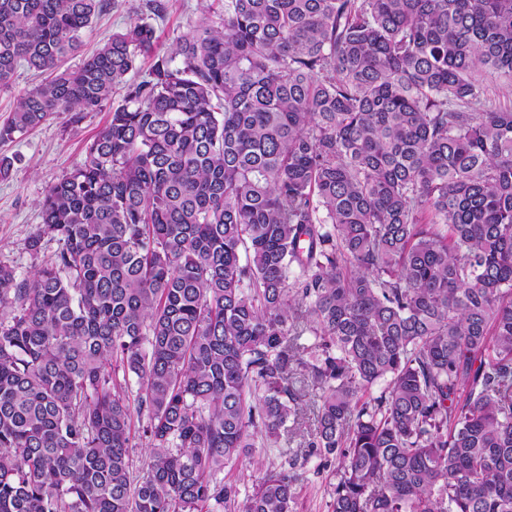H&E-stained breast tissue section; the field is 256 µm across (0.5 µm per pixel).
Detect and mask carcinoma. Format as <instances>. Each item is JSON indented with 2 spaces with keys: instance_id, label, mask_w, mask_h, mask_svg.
<instances>
[{
  "instance_id": "cac0c4a2",
  "label": "carcinoma",
  "mask_w": 512,
  "mask_h": 512,
  "mask_svg": "<svg viewBox=\"0 0 512 512\" xmlns=\"http://www.w3.org/2000/svg\"><path fill=\"white\" fill-rule=\"evenodd\" d=\"M106 7L0 0V143L123 91L0 264V512H293L296 461L217 474L309 381L328 512H512V0H212L61 68ZM40 77L35 76L32 72L24 68H20L17 73L15 84L11 90L0 91V122H2L14 109L17 96L27 88L39 83ZM512 107V83L493 79L485 94L479 111Z\"/></svg>"
}]
</instances>
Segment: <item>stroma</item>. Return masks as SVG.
Returning <instances> with one entry per match:
<instances>
[{"label": "stroma", "mask_w": 512, "mask_h": 512, "mask_svg": "<svg viewBox=\"0 0 512 512\" xmlns=\"http://www.w3.org/2000/svg\"><path fill=\"white\" fill-rule=\"evenodd\" d=\"M145 0H117L97 17L83 35V52L101 47L113 33L146 17ZM203 0H168L164 17L155 20L159 53L171 52L176 40L191 33L201 15ZM108 119L107 112H92L77 124L68 115H58L14 141L0 144V154L14 157L8 179H0V263L11 266L17 279L31 276L41 261L57 249L56 240L41 237L39 202L46 189L65 173L83 163L85 148ZM41 237L39 255L27 248L33 237ZM307 457L303 478L297 487L294 512H327L332 468L323 467L317 456L307 455L299 439L283 443L273 451H260L257 463L225 468L224 477L237 480L242 494H249L265 468L277 467L297 457Z\"/></svg>", "instance_id": "1"}]
</instances>
